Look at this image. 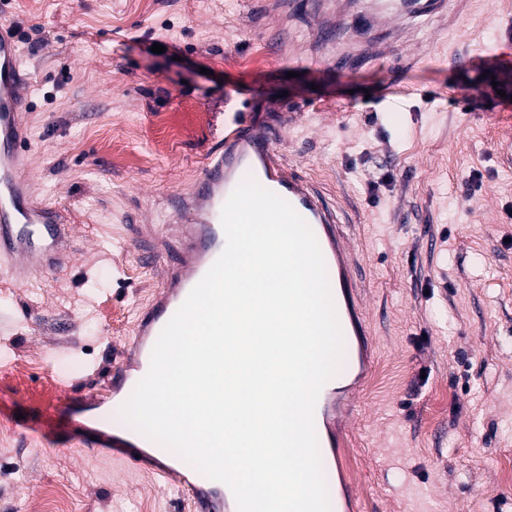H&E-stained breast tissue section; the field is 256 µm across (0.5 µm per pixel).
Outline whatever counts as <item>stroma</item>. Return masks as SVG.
<instances>
[{
    "label": "stroma",
    "mask_w": 512,
    "mask_h": 512,
    "mask_svg": "<svg viewBox=\"0 0 512 512\" xmlns=\"http://www.w3.org/2000/svg\"><path fill=\"white\" fill-rule=\"evenodd\" d=\"M7 10L43 42L21 52L29 176L71 238L54 269L0 268V512H25L56 484L65 512H191L158 476L145 485L72 452L68 420L104 393L156 292L142 225L166 222L239 102L259 121L299 113L279 149L342 204L363 259L378 370L345 429L346 454L368 462L352 485L357 512H512V101L497 94L512 87V0H464L452 25L417 17L421 64L396 49L330 71L310 0ZM486 47L494 60L479 57ZM459 84L472 104L437 100ZM406 90L405 111L383 112Z\"/></svg>",
    "instance_id": "35a3bbf8"
}]
</instances>
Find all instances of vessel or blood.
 Wrapping results in <instances>:
<instances>
[{
  "mask_svg": "<svg viewBox=\"0 0 512 512\" xmlns=\"http://www.w3.org/2000/svg\"><path fill=\"white\" fill-rule=\"evenodd\" d=\"M434 4L435 0H385L380 16L397 22ZM26 84L18 36L12 22L0 15V265L18 264L25 269L49 263L67 230L56 212L34 197L27 176ZM229 123L230 130H215L219 148L205 156L201 176L177 197L176 210L183 220L182 251L162 265L161 288L142 310L128 352L113 362L106 394L87 397L78 409V426L85 436L76 443L77 453L96 454L107 448L112 459L126 467L153 470L180 486L192 512H238V508L228 485L196 471L188 477L179 474L177 457L152 448L149 439L121 422L117 411L147 373L162 329L222 254L221 213L242 174L252 175L287 200L311 227L325 259L342 332L358 342L346 369L319 394L314 423L320 448L344 447V420L374 366L361 260L343 230L338 209L285 163L276 143L279 127L254 124L243 110L234 111Z\"/></svg>",
  "mask_w": 512,
  "mask_h": 512,
  "instance_id": "b4317fda",
  "label": "vessel or blood"
}]
</instances>
